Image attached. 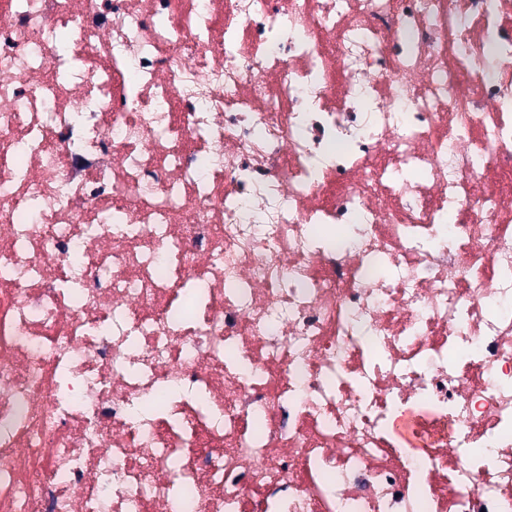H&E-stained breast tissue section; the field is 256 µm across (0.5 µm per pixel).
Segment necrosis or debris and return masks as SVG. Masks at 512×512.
Here are the masks:
<instances>
[{"label":"necrosis or debris","instance_id":"obj_1","mask_svg":"<svg viewBox=\"0 0 512 512\" xmlns=\"http://www.w3.org/2000/svg\"><path fill=\"white\" fill-rule=\"evenodd\" d=\"M0 512H512V0H0Z\"/></svg>","mask_w":512,"mask_h":512}]
</instances>
